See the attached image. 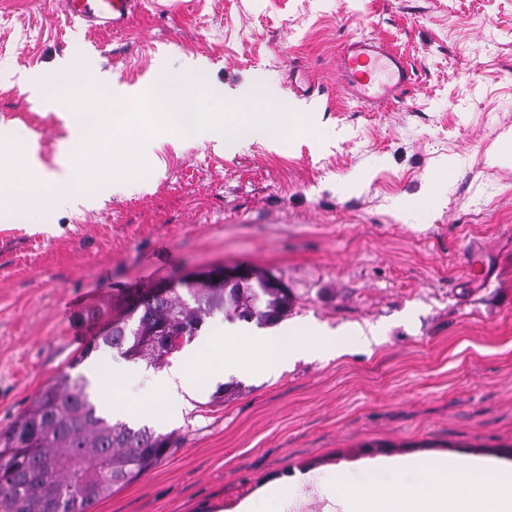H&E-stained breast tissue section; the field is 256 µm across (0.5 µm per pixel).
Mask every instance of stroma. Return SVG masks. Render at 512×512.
<instances>
[{
	"mask_svg": "<svg viewBox=\"0 0 512 512\" xmlns=\"http://www.w3.org/2000/svg\"><path fill=\"white\" fill-rule=\"evenodd\" d=\"M365 37L415 71L393 101L343 92L338 56ZM201 68L231 96L255 75L295 117L279 149L177 150L153 139L141 191L63 184L76 202L0 223V429L59 373L83 376L117 351H88L133 299L238 265L288 286L284 322L376 334L270 377L230 378L186 403L144 397L174 451L89 512H236L258 489L304 475L292 504L323 512V480L381 458L486 459L512 483V0H142L115 33L70 22L62 0H0V122L24 131L48 170L71 164L51 76L70 66L142 89L158 71ZM451 172L447 190L437 176ZM481 252L487 283L463 261Z\"/></svg>",
	"mask_w": 512,
	"mask_h": 512,
	"instance_id": "1",
	"label": "stroma"
}]
</instances>
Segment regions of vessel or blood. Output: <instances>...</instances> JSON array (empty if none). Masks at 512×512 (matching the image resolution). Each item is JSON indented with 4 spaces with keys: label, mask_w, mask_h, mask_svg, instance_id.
I'll use <instances>...</instances> for the list:
<instances>
[{
    "label": "vessel or blood",
    "mask_w": 512,
    "mask_h": 512,
    "mask_svg": "<svg viewBox=\"0 0 512 512\" xmlns=\"http://www.w3.org/2000/svg\"><path fill=\"white\" fill-rule=\"evenodd\" d=\"M140 0H64L70 19L85 22L89 26L115 31L125 28ZM339 67L347 77L349 88L360 100H367L380 71L390 74V81L383 88L389 98L402 96L412 82V70L397 53L380 43L357 38L349 41L341 50Z\"/></svg>",
    "instance_id": "b4317fda"
}]
</instances>
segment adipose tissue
Masks as SVG:
<instances>
[{
  "label": "adipose tissue",
  "mask_w": 512,
  "mask_h": 512,
  "mask_svg": "<svg viewBox=\"0 0 512 512\" xmlns=\"http://www.w3.org/2000/svg\"><path fill=\"white\" fill-rule=\"evenodd\" d=\"M242 340L252 348L245 361L233 353L234 345ZM371 342V337L357 327H342L329 333L311 324H299L246 338L237 326L228 325L224 328L221 373L230 376L251 371L271 376L289 360ZM203 344V339L193 340L186 349L185 360L152 377L151 385L171 399L194 392L204 380L214 379L216 373L207 366L200 364L192 369L187 363ZM379 467L400 478L414 476L421 484L420 490L408 492L396 484L378 486L372 481L370 470L364 469L352 476L347 486L330 487L327 498L335 501L341 512H512V484L497 482L490 464L482 459L462 462L448 456L412 457L383 461Z\"/></svg>",
  "instance_id": "adipose-tissue-1"
}]
</instances>
